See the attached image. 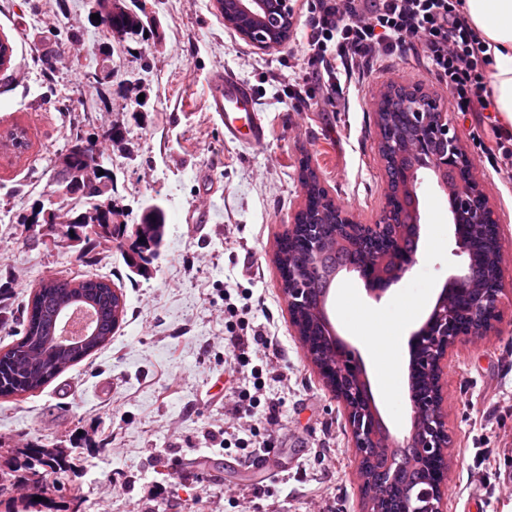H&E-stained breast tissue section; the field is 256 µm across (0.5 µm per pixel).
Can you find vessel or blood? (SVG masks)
Wrapping results in <instances>:
<instances>
[{
  "mask_svg": "<svg viewBox=\"0 0 512 512\" xmlns=\"http://www.w3.org/2000/svg\"><path fill=\"white\" fill-rule=\"evenodd\" d=\"M208 108L224 125V136L234 142L263 146L268 130L258 116L256 97L244 81L228 71L210 79Z\"/></svg>",
  "mask_w": 512,
  "mask_h": 512,
  "instance_id": "1",
  "label": "vessel or blood"
}]
</instances>
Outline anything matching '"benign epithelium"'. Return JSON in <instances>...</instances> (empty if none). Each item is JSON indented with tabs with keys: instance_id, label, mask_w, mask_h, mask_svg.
Instances as JSON below:
<instances>
[{
	"instance_id": "obj_1",
	"label": "benign epithelium",
	"mask_w": 512,
	"mask_h": 512,
	"mask_svg": "<svg viewBox=\"0 0 512 512\" xmlns=\"http://www.w3.org/2000/svg\"><path fill=\"white\" fill-rule=\"evenodd\" d=\"M215 4L224 11V24L261 51L279 48L291 37L295 16L290 0H215ZM391 96L398 97L400 112L414 130V137L406 146L391 130L379 129L384 147L382 160L397 170L401 189L397 199L402 203L400 221L405 223V231L399 232L397 224H362L334 202L340 244H358L369 250L370 263L358 266L340 260L336 268H328L323 274L322 257L337 255L339 251L319 245L309 257L315 287L290 276L288 287L282 292L290 325L304 349H309L307 331L299 315L305 311L312 313L317 333L332 339L333 362L329 366L319 365L317 370L344 407L359 474L379 465L375 472L377 484L404 490L400 512H445L450 448L445 411L449 356L462 341L491 335L501 319L503 303V289L498 281L482 293L474 291L478 268L470 253V231L474 225L496 224L498 217L490 205L482 203V185L439 99L420 86L401 83L380 91L373 102L375 110H380L382 101ZM422 169L431 171L439 188L448 193L456 254L463 257V262L457 274L448 278L427 318L411 336L414 371L429 369L434 380L426 393L414 391L410 395L411 428L397 439L382 420L361 358L330 321L326 308L330 288L321 287L320 275H325L328 284L342 273H356L379 299L417 263L422 229L417 187L418 172ZM305 222L307 211L302 201L289 214L287 230L279 243L300 233ZM399 448H411L413 453H399ZM359 489L366 512H395L392 499L375 497L366 480H361Z\"/></svg>"
}]
</instances>
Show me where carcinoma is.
<instances>
[{
	"label": "carcinoma",
	"instance_id": "obj_1",
	"mask_svg": "<svg viewBox=\"0 0 512 512\" xmlns=\"http://www.w3.org/2000/svg\"><path fill=\"white\" fill-rule=\"evenodd\" d=\"M107 32L120 40L137 34L141 20L128 6L115 15L105 16ZM397 103L390 100L380 120L392 123L402 138H409L413 132L406 126L402 116L394 113ZM70 167L75 171L88 168L99 169L104 174L96 178L103 188L82 189L78 201L67 212L63 220L53 214L50 217L55 227V236L61 240L80 245L79 257L89 263L95 259L96 250L102 243H115L125 256L126 265L137 273L147 272V265L157 256L164 243L165 215L163 210L152 205L141 219L143 224L157 227L156 238L139 241L136 225L116 224L112 220L115 211L112 193L115 192L112 171L106 167L103 154L97 148V141L81 136L68 144ZM308 213L318 216L316 232L331 237L336 224L326 212L325 190L320 187L316 174H311L308 186ZM310 239L299 234L280 250L282 266L295 269L302 267L309 251ZM88 305L95 310L96 338L86 346L69 347V343L58 339L57 326L60 314L72 305ZM117 321L112 314L111 282L102 277L85 276L81 279L53 278L40 283L24 307L20 338L4 351H0V396L24 395L37 391L50 383L70 364H76L92 355L111 340ZM79 456L58 448H18L16 454L0 468V498L12 495L20 486L34 489L51 488L58 494H65L68 506H77L73 512H80L83 496L69 479L75 472Z\"/></svg>",
	"mask_w": 512,
	"mask_h": 512
}]
</instances>
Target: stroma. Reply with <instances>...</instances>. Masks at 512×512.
<instances>
[{
  "label": "stroma",
  "mask_w": 512,
  "mask_h": 512,
  "mask_svg": "<svg viewBox=\"0 0 512 512\" xmlns=\"http://www.w3.org/2000/svg\"><path fill=\"white\" fill-rule=\"evenodd\" d=\"M132 7L145 35L131 48L108 38L98 0H0V37L13 46L11 66L0 72V131L26 127L31 142L21 157L0 158V294L18 315L42 280L93 274L125 301L100 350L35 393L0 397V455L28 444L78 450L74 481L89 512H361L343 407L289 326L273 254L302 200L305 164L337 203L374 223L388 184L370 100L400 82L441 98L443 85L408 51L356 68L336 106L296 112L284 87L298 74L301 30L261 52L225 26L212 0H134ZM224 69L253 89L269 131L264 148L225 140L208 111L209 78ZM99 80L112 86L108 102L97 95ZM449 118L499 219L505 299L497 332L459 344L449 358L446 507L512 512V169L495 171L471 136L482 128L485 145L494 146L500 113ZM111 127L123 139L101 148L120 222L139 223L151 204L166 212L165 245L144 277L130 272L119 248L87 265L67 242L42 244L47 226L23 221L52 197L50 161L70 138L100 139ZM417 193L416 265L378 300L356 275H340L327 304L398 437L410 427L406 343L426 317L419 303H435L462 263L447 196L426 172ZM228 300L244 337L267 336L274 350L252 341L248 364L233 361ZM257 379L259 403L237 416L235 396ZM273 403L279 415L271 425ZM223 431L249 447H205L206 435ZM202 453L210 460L200 467ZM159 483L168 491L162 500L153 497Z\"/></svg>",
  "instance_id": "1"
}]
</instances>
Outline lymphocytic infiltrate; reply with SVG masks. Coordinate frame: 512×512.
<instances>
[{"label": "lymphocytic infiltrate", "mask_w": 512, "mask_h": 512, "mask_svg": "<svg viewBox=\"0 0 512 512\" xmlns=\"http://www.w3.org/2000/svg\"><path fill=\"white\" fill-rule=\"evenodd\" d=\"M302 64L288 85L296 111L315 92L335 102L344 71L403 48L421 53L456 112L491 104V63L478 33L463 16V0H314L306 17Z\"/></svg>", "instance_id": "obj_1"}]
</instances>
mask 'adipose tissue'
<instances>
[{
	"label": "adipose tissue",
	"instance_id": "ef3b65f1",
	"mask_svg": "<svg viewBox=\"0 0 512 512\" xmlns=\"http://www.w3.org/2000/svg\"><path fill=\"white\" fill-rule=\"evenodd\" d=\"M463 12L493 58L494 108L512 126V0H464Z\"/></svg>",
	"mask_w": 512,
	"mask_h": 512
}]
</instances>
